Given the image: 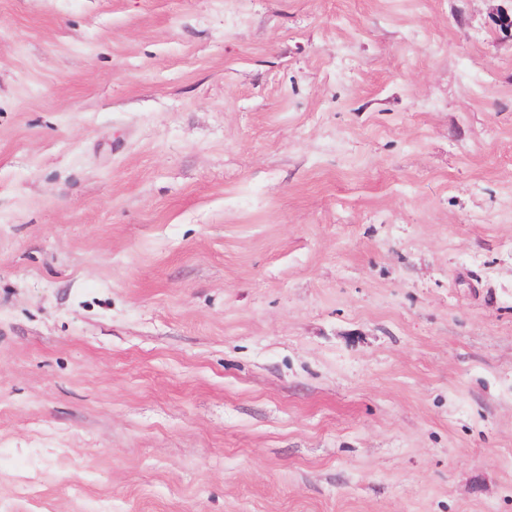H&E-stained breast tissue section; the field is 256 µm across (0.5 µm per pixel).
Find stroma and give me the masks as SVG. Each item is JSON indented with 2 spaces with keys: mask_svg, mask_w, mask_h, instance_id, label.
Wrapping results in <instances>:
<instances>
[{
  "mask_svg": "<svg viewBox=\"0 0 512 512\" xmlns=\"http://www.w3.org/2000/svg\"><path fill=\"white\" fill-rule=\"evenodd\" d=\"M0 512H512V0H0Z\"/></svg>",
  "mask_w": 512,
  "mask_h": 512,
  "instance_id": "1",
  "label": "stroma"
}]
</instances>
